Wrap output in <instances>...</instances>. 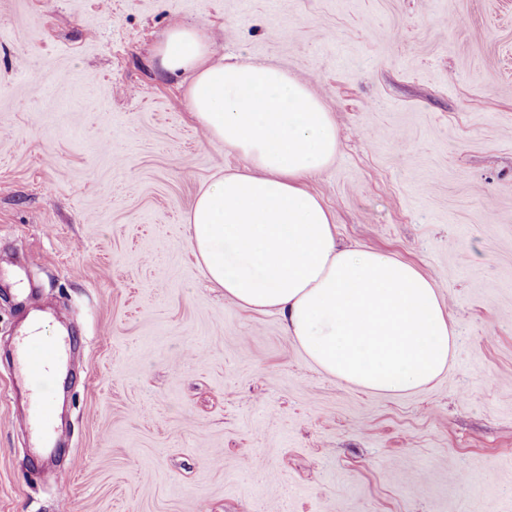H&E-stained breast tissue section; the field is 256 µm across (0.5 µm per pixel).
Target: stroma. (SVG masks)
<instances>
[{
	"label": "stroma",
	"mask_w": 512,
	"mask_h": 512,
	"mask_svg": "<svg viewBox=\"0 0 512 512\" xmlns=\"http://www.w3.org/2000/svg\"><path fill=\"white\" fill-rule=\"evenodd\" d=\"M176 24L331 112L336 158L303 185L342 247L436 282L456 344L430 385L339 382L206 279L185 217L247 162L158 67ZM38 314L80 338L50 483L8 363ZM275 503L512 512V0H0V512Z\"/></svg>",
	"instance_id": "obj_1"
}]
</instances>
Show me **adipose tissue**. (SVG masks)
I'll use <instances>...</instances> for the list:
<instances>
[{
  "instance_id": "obj_1",
  "label": "adipose tissue",
  "mask_w": 512,
  "mask_h": 512,
  "mask_svg": "<svg viewBox=\"0 0 512 512\" xmlns=\"http://www.w3.org/2000/svg\"><path fill=\"white\" fill-rule=\"evenodd\" d=\"M213 55L205 30L185 24L157 51L162 71L191 75L207 137L249 163L201 189L187 217L206 277L237 306L280 314L288 336L340 381L387 394L430 384L454 343L435 282L391 255L339 248L331 211L300 183L336 157L330 112L280 67Z\"/></svg>"
}]
</instances>
